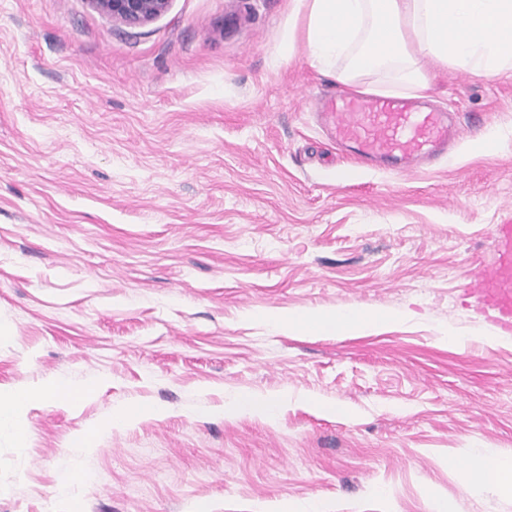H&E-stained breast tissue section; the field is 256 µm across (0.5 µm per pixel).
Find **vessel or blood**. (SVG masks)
I'll return each mask as SVG.
<instances>
[{
  "label": "vessel or blood",
  "instance_id": "b4317fda",
  "mask_svg": "<svg viewBox=\"0 0 512 512\" xmlns=\"http://www.w3.org/2000/svg\"><path fill=\"white\" fill-rule=\"evenodd\" d=\"M321 117L336 141L369 167L405 172L437 157L462 133L450 113L413 100L338 90L321 103ZM496 258L477 280L476 292L494 324L512 334V224L493 230Z\"/></svg>",
  "mask_w": 512,
  "mask_h": 512
}]
</instances>
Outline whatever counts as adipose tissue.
Here are the masks:
<instances>
[{"label":"adipose tissue","mask_w":512,"mask_h":512,"mask_svg":"<svg viewBox=\"0 0 512 512\" xmlns=\"http://www.w3.org/2000/svg\"><path fill=\"white\" fill-rule=\"evenodd\" d=\"M284 33L289 49L303 47L312 65L354 86L388 71L390 92L425 95L432 78L422 65L432 58L455 72L493 78L512 68V0H294ZM370 311L296 313L288 328L345 333L378 326ZM512 458L468 456L466 485L499 481Z\"/></svg>","instance_id":"obj_1"}]
</instances>
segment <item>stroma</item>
Listing matches in <instances>:
<instances>
[{
  "mask_svg": "<svg viewBox=\"0 0 512 512\" xmlns=\"http://www.w3.org/2000/svg\"><path fill=\"white\" fill-rule=\"evenodd\" d=\"M292 9L172 0L130 27L0 0V389L37 392L25 436L0 432V512H512L511 483L459 468L512 456V335L486 342L474 290L512 224V70L425 60L462 139L361 169L316 117L336 79L284 49ZM353 309L402 319L268 322ZM246 391L275 409L225 415ZM131 402L165 412L105 430ZM397 316L381 317L370 311H350L342 313H296L277 322L302 333L332 330L343 334L350 330L376 327L383 320L395 321ZM91 387H76L65 380L48 381L42 392L49 396L64 398L72 406H78L85 399ZM461 471L468 486L498 482L503 474H511L512 458L489 454L469 455Z\"/></svg>",
  "mask_w": 512,
  "mask_h": 512,
  "instance_id": "stroma-1",
  "label": "stroma"
}]
</instances>
